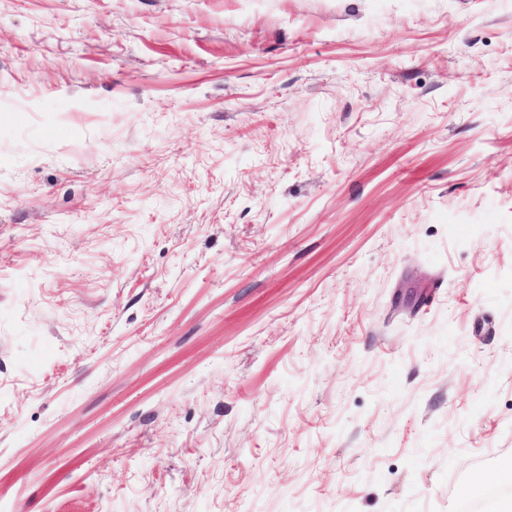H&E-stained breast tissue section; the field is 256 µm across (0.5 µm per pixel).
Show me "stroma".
<instances>
[{"label":"stroma","instance_id":"stroma-1","mask_svg":"<svg viewBox=\"0 0 512 512\" xmlns=\"http://www.w3.org/2000/svg\"><path fill=\"white\" fill-rule=\"evenodd\" d=\"M510 470L512 0H0V512Z\"/></svg>","mask_w":512,"mask_h":512}]
</instances>
